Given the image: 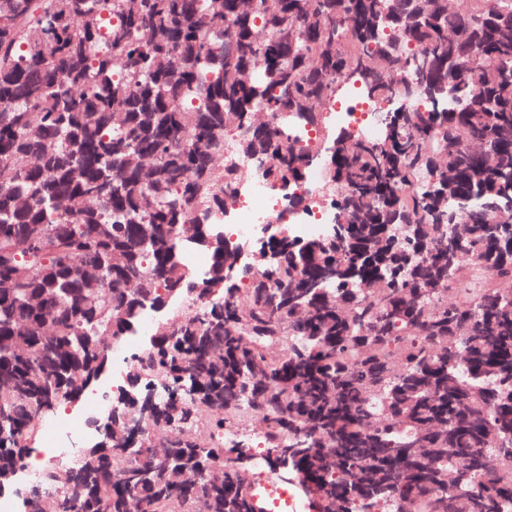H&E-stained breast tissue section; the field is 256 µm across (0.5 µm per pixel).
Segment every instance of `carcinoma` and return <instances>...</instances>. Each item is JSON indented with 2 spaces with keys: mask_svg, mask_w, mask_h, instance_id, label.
<instances>
[{
  "mask_svg": "<svg viewBox=\"0 0 512 512\" xmlns=\"http://www.w3.org/2000/svg\"><path fill=\"white\" fill-rule=\"evenodd\" d=\"M346 84L378 139L330 122ZM244 160L287 203L255 268ZM317 162L338 238L286 221ZM511 283L512 0H0V486L180 296L49 512H252L242 413L312 512H505Z\"/></svg>",
  "mask_w": 512,
  "mask_h": 512,
  "instance_id": "obj_1",
  "label": "carcinoma"
}]
</instances>
